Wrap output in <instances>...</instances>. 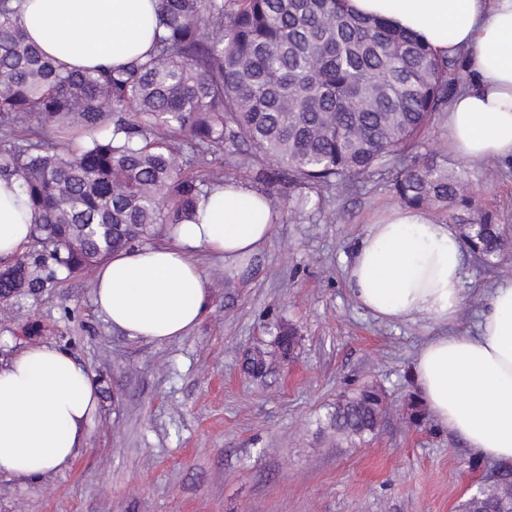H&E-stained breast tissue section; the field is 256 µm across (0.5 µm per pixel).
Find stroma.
Returning a JSON list of instances; mask_svg holds the SVG:
<instances>
[{
  "label": "stroma",
  "instance_id": "obj_1",
  "mask_svg": "<svg viewBox=\"0 0 512 512\" xmlns=\"http://www.w3.org/2000/svg\"><path fill=\"white\" fill-rule=\"evenodd\" d=\"M437 114L421 153L466 170L476 208L512 225V163L466 168ZM382 172L355 192L310 193L308 219L282 220L233 268L204 252L211 296L200 322L167 341L129 338L93 303V271L59 275L0 305V365L52 343L88 371L99 405L70 467L19 480L0 475V512H460L477 487L512 473L477 459L430 416L408 424L413 362L445 328L384 323L353 300L346 268L368 224L397 207ZM512 278L467 258L458 330ZM299 345L261 377L246 357L275 351L282 327ZM376 385L375 433L338 440L326 414L345 392Z\"/></svg>",
  "mask_w": 512,
  "mask_h": 512
}]
</instances>
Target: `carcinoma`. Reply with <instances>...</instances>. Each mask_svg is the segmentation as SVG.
Returning <instances> with one entry per match:
<instances>
[{"label": "carcinoma", "mask_w": 512, "mask_h": 512, "mask_svg": "<svg viewBox=\"0 0 512 512\" xmlns=\"http://www.w3.org/2000/svg\"><path fill=\"white\" fill-rule=\"evenodd\" d=\"M11 0H0V177H14L33 213L37 256L0 269V302L100 263L193 218L201 196L252 172L271 208L288 187L291 218L305 215L304 190L350 191L393 171L404 206L441 207L462 225L465 250L486 267L512 247L496 214L469 219L466 173L421 154L434 117L464 85L458 57L440 58L389 22L348 12L344 0H159L153 51L119 67L66 71L28 40ZM80 127L74 151L38 139L19 145L15 128ZM224 154L202 177L196 166ZM291 327L277 336L289 355ZM265 352L246 358L263 376ZM379 389L344 395L327 415L349 439L372 434ZM512 512V485L475 491L462 512Z\"/></svg>", "instance_id": "1"}]
</instances>
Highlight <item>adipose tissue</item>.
<instances>
[{
    "label": "adipose tissue",
    "instance_id": "1",
    "mask_svg": "<svg viewBox=\"0 0 512 512\" xmlns=\"http://www.w3.org/2000/svg\"><path fill=\"white\" fill-rule=\"evenodd\" d=\"M17 20L57 64L119 66L150 53L158 0H13ZM354 14L415 33L470 74L449 104L446 141L464 162L512 160V0H346ZM280 212L240 182L217 185L171 243L120 250L94 273V303L129 337L183 336L208 305L201 249L232 265L270 240ZM32 211L19 184L0 179V259L22 252ZM348 282L357 304L385 322L422 319L447 333L419 350L413 377L435 423L477 456L512 463V279L500 281L459 332L463 243L430 211L393 208L356 242ZM99 403L91 375L65 350L32 346L0 367V475L29 479L70 466Z\"/></svg>",
    "mask_w": 512,
    "mask_h": 512
}]
</instances>
